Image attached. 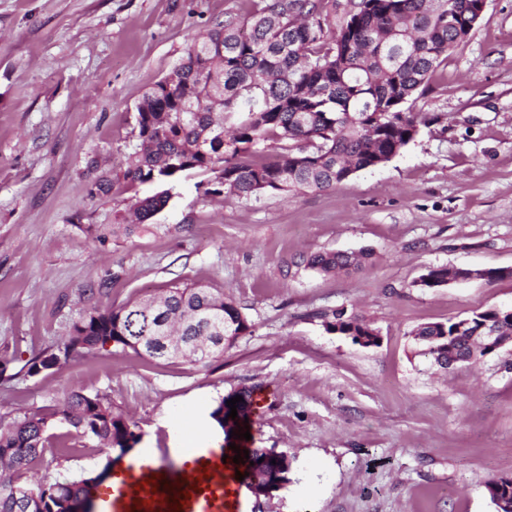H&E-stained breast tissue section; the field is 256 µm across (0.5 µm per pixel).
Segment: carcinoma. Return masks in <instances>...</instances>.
<instances>
[{"label": "carcinoma", "mask_w": 512, "mask_h": 512, "mask_svg": "<svg viewBox=\"0 0 512 512\" xmlns=\"http://www.w3.org/2000/svg\"><path fill=\"white\" fill-rule=\"evenodd\" d=\"M244 17L229 16L194 38L182 60L144 96L136 117L138 144L123 174L162 190L139 198L143 224L171 198L170 187L191 170L212 174L205 193L250 199L329 190L350 175L399 154L426 117L405 109L424 94L448 53L457 27L472 19V0H252ZM371 259L318 252L300 264L321 274L349 272ZM455 356L434 350L432 337L458 321L424 324L413 336L436 364L469 363L480 352L468 336L486 324L512 336V315L491 309L467 317ZM328 327L367 336L363 318L332 313ZM249 330L241 311L222 294L176 284L162 297L146 295L119 308H93L48 354L26 363L27 374L66 365L115 344L152 360L182 357L191 364L218 360ZM158 336L175 343L158 352ZM73 443L54 440L57 424ZM134 436L122 412L99 395L70 392L59 410L30 409L0 417V467L20 476L67 448H120ZM84 480L20 484L0 476V512H62L78 507ZM492 503L512 500V477L487 483Z\"/></svg>", "instance_id": "cac0c4a2"}]
</instances>
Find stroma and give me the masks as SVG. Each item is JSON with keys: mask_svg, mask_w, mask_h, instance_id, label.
<instances>
[{"mask_svg": "<svg viewBox=\"0 0 512 512\" xmlns=\"http://www.w3.org/2000/svg\"><path fill=\"white\" fill-rule=\"evenodd\" d=\"M248 0H0V416L51 412L71 391L122 410L133 451L175 448L246 389L250 439L220 425L209 446L272 448L289 481L254 512H496L487 481L512 476V347L439 368L418 326L512 308V278L424 288L429 268H512V0H488L470 38L428 90L429 116L385 164L328 191L250 200L205 194L207 173L121 230L153 184H127L144 94L193 37ZM112 181L96 191L100 175ZM116 225L107 239L97 229ZM372 253L361 271L294 269L322 251ZM177 282L231 299L250 330L223 358L152 361L116 346L41 377L23 370L97 306ZM344 308L381 338L328 332ZM117 451L76 449L24 481L59 482L119 466Z\"/></svg>", "mask_w": 512, "mask_h": 512, "instance_id": "1", "label": "stroma"}]
</instances>
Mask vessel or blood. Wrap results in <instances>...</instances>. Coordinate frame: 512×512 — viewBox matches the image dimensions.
Returning <instances> with one entry per match:
<instances>
[{"instance_id": "1", "label": "vessel or blood", "mask_w": 512, "mask_h": 512, "mask_svg": "<svg viewBox=\"0 0 512 512\" xmlns=\"http://www.w3.org/2000/svg\"><path fill=\"white\" fill-rule=\"evenodd\" d=\"M234 450L204 446L197 438L180 448H148L125 465L92 497L95 512H252L245 464L234 463Z\"/></svg>"}]
</instances>
